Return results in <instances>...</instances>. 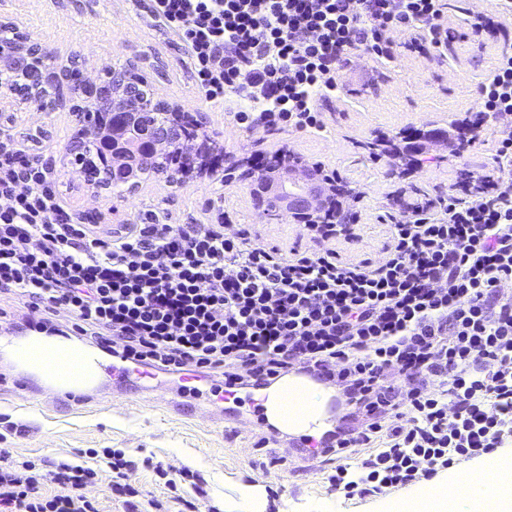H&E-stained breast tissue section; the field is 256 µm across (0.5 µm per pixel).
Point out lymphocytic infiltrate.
I'll return each instance as SVG.
<instances>
[{
	"mask_svg": "<svg viewBox=\"0 0 512 512\" xmlns=\"http://www.w3.org/2000/svg\"><path fill=\"white\" fill-rule=\"evenodd\" d=\"M180 41L206 98L248 127L319 129L320 99L354 53L390 59V34L450 36L443 0H130ZM497 132L495 176L386 212L376 264L334 250L289 257L220 224L153 211L112 237L67 213L50 171L0 137V300L38 313L141 369L220 382L232 398L291 373L334 379L344 413L327 480L364 500L432 480L512 443V53L444 136ZM124 512H163L103 449ZM94 469L13 459L0 448V512H99Z\"/></svg>",
	"mask_w": 512,
	"mask_h": 512,
	"instance_id": "1",
	"label": "lymphocytic infiltrate"
}]
</instances>
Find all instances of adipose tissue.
I'll return each instance as SVG.
<instances>
[{
	"mask_svg": "<svg viewBox=\"0 0 512 512\" xmlns=\"http://www.w3.org/2000/svg\"><path fill=\"white\" fill-rule=\"evenodd\" d=\"M11 353L14 359L38 372H56L61 362L73 365L71 378H84L93 373V360L78 344L60 345L56 340L29 336L15 344ZM448 478L429 482L411 499L388 503L389 512H512V483L485 486L473 497L461 502H449L444 495Z\"/></svg>",
	"mask_w": 512,
	"mask_h": 512,
	"instance_id": "adipose-tissue-1",
	"label": "adipose tissue"
}]
</instances>
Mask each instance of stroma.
<instances>
[{
	"label": "stroma",
	"instance_id": "stroma-1",
	"mask_svg": "<svg viewBox=\"0 0 512 512\" xmlns=\"http://www.w3.org/2000/svg\"><path fill=\"white\" fill-rule=\"evenodd\" d=\"M0 19L15 21L21 31L61 55L81 57L80 71L90 78L106 68L134 63L158 96L177 102L184 111L205 113L209 134L227 151L251 157L258 144L284 145L306 161L325 164L343 184L360 186L363 197L357 211L364 232L362 238L332 243L287 220L266 222L256 215L243 182L221 183L201 173L174 183L146 184L133 196L116 190L108 199L94 201L78 185L65 153L75 133L69 108L76 99L64 89V109L15 112L11 118L18 130H39V140L29 148L51 167L59 201L76 217L95 207H111L118 221L133 224L140 212L151 209L165 212L175 224H206L220 213L229 229L248 228L257 242L285 254L332 247L342 260L374 263L386 245L378 222L388 202L398 196L410 203L447 194L463 173L487 171L493 165L496 134L490 127L455 156H448L442 145L431 147L430 167L404 177H387V157L371 154L367 144L380 138L396 140L407 127L427 122L444 127L464 117L497 55L512 52V18L506 16L494 32L482 33L471 43L451 41L439 53L426 42L409 47L398 33L393 61L353 58L342 67L341 93L320 103L322 130L311 132L261 127L249 131L236 125L223 103L209 101L197 88L176 37L131 11L127 0H0ZM259 431V426L248 424L233 434L196 415L171 416L162 403L129 406L108 392L79 407L45 400L31 406L11 386H0V446L21 460L79 459L99 469L86 492L98 499L103 512L123 508L112 497L103 460L95 455L100 448L122 450L138 461L137 487L159 498L165 492L164 480L142 467L144 457L161 461L174 477L182 471L193 473L207 492L204 506L217 512L224 507L227 485L254 480L276 490L274 512H383V499L347 501L330 491L320 460L293 470L269 465L270 449L252 447ZM254 458L265 461V468L251 466Z\"/></svg>",
	"mask_w": 512,
	"mask_h": 512
}]
</instances>
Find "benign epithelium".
<instances>
[{"instance_id":"obj_1","label":"benign epithelium","mask_w":512,"mask_h":512,"mask_svg":"<svg viewBox=\"0 0 512 512\" xmlns=\"http://www.w3.org/2000/svg\"><path fill=\"white\" fill-rule=\"evenodd\" d=\"M33 45L32 38L20 32L14 43L0 47V55L21 67ZM38 55L42 83L72 81L74 72L58 53L40 46ZM143 85V78L130 69H114L104 79L77 81L88 105L74 114L78 130L67 153L77 156L98 142L110 148L102 164L104 177L96 171L77 170L91 197L99 199L102 191L111 187L134 193L144 183L168 176L165 160L172 157L187 164L193 162L187 144L201 137L207 143V152L224 158V166L218 170L204 165L201 169L218 181L242 179L253 209L262 219L278 220L286 214L293 224H322L333 212L329 202L336 194V172L328 171L320 162H306L284 148L269 152V165L257 169L248 159L224 151L223 144L206 133L205 116L186 112L177 103L148 97L141 90ZM5 99L20 110L32 104L16 99L7 75L0 72V102Z\"/></svg>"}]
</instances>
